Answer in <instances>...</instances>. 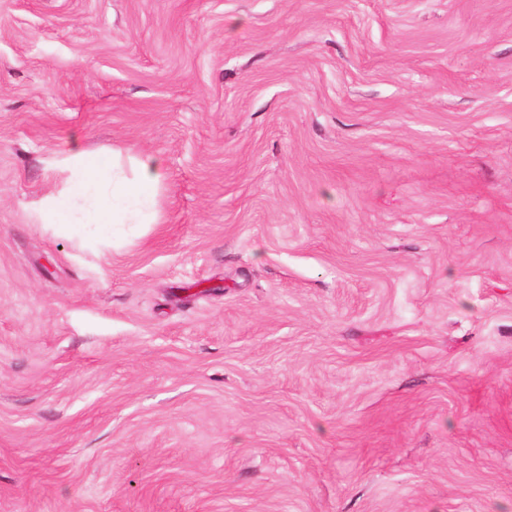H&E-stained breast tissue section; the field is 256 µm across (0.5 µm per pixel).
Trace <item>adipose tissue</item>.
Returning a JSON list of instances; mask_svg holds the SVG:
<instances>
[{
  "mask_svg": "<svg viewBox=\"0 0 512 512\" xmlns=\"http://www.w3.org/2000/svg\"><path fill=\"white\" fill-rule=\"evenodd\" d=\"M67 175L65 190L45 196L34 214L37 223L75 235L92 226L107 233L124 224L154 221V196L165 177L161 158L141 154L123 170L119 157L72 146L55 160Z\"/></svg>",
  "mask_w": 512,
  "mask_h": 512,
  "instance_id": "1",
  "label": "adipose tissue"
}]
</instances>
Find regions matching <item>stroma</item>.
Listing matches in <instances>:
<instances>
[{
    "label": "stroma",
    "mask_w": 512,
    "mask_h": 512,
    "mask_svg": "<svg viewBox=\"0 0 512 512\" xmlns=\"http://www.w3.org/2000/svg\"><path fill=\"white\" fill-rule=\"evenodd\" d=\"M0 512H512V0H0ZM112 158L73 145L55 159L67 173V188L45 196L34 210L37 224L61 234L93 226L103 233L124 224H154V196L165 177L161 158L141 154L126 173Z\"/></svg>",
    "instance_id": "35a3bbf8"
}]
</instances>
